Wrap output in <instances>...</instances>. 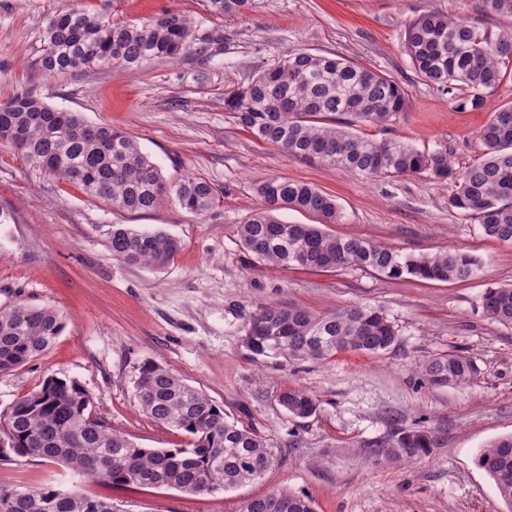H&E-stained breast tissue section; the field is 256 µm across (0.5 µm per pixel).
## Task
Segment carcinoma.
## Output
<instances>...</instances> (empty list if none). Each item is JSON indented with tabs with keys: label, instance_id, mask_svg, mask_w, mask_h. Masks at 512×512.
I'll use <instances>...</instances> for the list:
<instances>
[{
	"label": "carcinoma",
	"instance_id": "cac0c4a2",
	"mask_svg": "<svg viewBox=\"0 0 512 512\" xmlns=\"http://www.w3.org/2000/svg\"><path fill=\"white\" fill-rule=\"evenodd\" d=\"M120 0H96L93 8L66 4L46 18L39 67L53 75L85 69L126 68L174 59L192 35V20L164 12L140 24L113 19ZM217 15L255 7L257 0H208ZM405 53L429 83L461 109H479L486 96L512 76V34L494 35L471 21L426 13L405 30ZM235 123L288 156L347 169L367 179L427 173L453 185L448 205L475 217L485 235L512 244V105L494 112L480 130L482 159L461 169L441 148L416 149L401 140H373L353 132L357 124L382 125L408 108L409 94L387 74L346 58L306 52L283 55L261 68L224 100ZM0 143L27 164L82 187L86 195L128 213H145L163 202L207 216L216 203L206 181L185 176L169 181L130 135L80 112L54 109L21 93L0 103ZM263 207L239 226L243 248L280 266L336 271L357 266L389 278L466 281L476 260L459 250L405 255L356 237H339L319 224H288L277 212L305 211L326 224L339 216L334 197L315 186L274 177L257 188ZM112 255L128 264L163 268L181 249L168 233L114 224ZM483 312L512 328V286L488 288ZM65 321L50 306L0 309V374L41 356L61 335ZM245 346L256 356L326 359L343 351L372 355L396 347L398 330L373 307L348 306L318 315L300 307L270 305L248 324ZM422 380L435 387H462L479 374L468 356L450 352L425 360ZM136 390L143 411L191 438L182 448H141L93 417L88 392L55 376L0 413V461L42 457L62 462L75 476L113 488H173L199 493L231 490L261 477L277 461L260 435L229 421L224 408L166 367L144 363ZM291 416L307 419L316 400L301 389L277 395ZM431 432L394 421L384 437L368 444L376 461L413 462L433 446ZM512 512V434L497 438L476 457ZM0 512H119L110 498L92 497L77 486L46 484L0 488ZM242 512H315L304 495L275 490L248 501Z\"/></svg>",
	"mask_w": 512,
	"mask_h": 512
}]
</instances>
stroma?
<instances>
[{
	"label": "stroma",
	"mask_w": 512,
	"mask_h": 512,
	"mask_svg": "<svg viewBox=\"0 0 512 512\" xmlns=\"http://www.w3.org/2000/svg\"><path fill=\"white\" fill-rule=\"evenodd\" d=\"M65 0H0V102L30 91L49 106L126 131L168 179L207 181L218 200L206 217L166 202L129 214L79 187L28 166L0 144V309L51 306L66 328L27 366L0 375V411L48 376L76 380L94 417L142 448H178L186 435L155 422L136 391L140 367L163 365L224 409L238 427L268 439L278 462L253 482L224 492L114 489L119 512H240L245 501L283 489L316 512H507L479 451L512 434V328L485 316L486 289L512 284V244L483 234L477 219L448 205L449 182L424 174L367 180L340 167L288 157L240 129L227 92L288 51L339 55L380 70L407 90L410 106L360 135L404 140L419 150L447 148L455 166L480 160V128L512 103V79L481 109H459L412 67L407 24L421 14L463 16L492 33H512V14L483 0H258L255 8L214 14L207 0H122L118 21L140 23L167 10L193 21L173 60L52 76L37 64L49 13ZM281 176L335 197L328 233L359 236L406 254L467 252L478 265L465 282L393 279L358 267L331 272L274 266L244 250L240 224L261 207L258 184ZM115 224L162 230L182 244L161 269L113 258ZM268 305L326 314L349 305L380 308L398 330L390 353L344 352L326 360L255 359L243 343L253 315ZM462 351L480 374L468 386L432 388L423 360ZM300 388L318 403L296 419L276 395ZM430 430L436 445L417 461H373L368 443L392 421ZM63 466L41 458L0 462V487L71 484Z\"/></svg>",
	"instance_id": "35a3bbf8"
}]
</instances>
